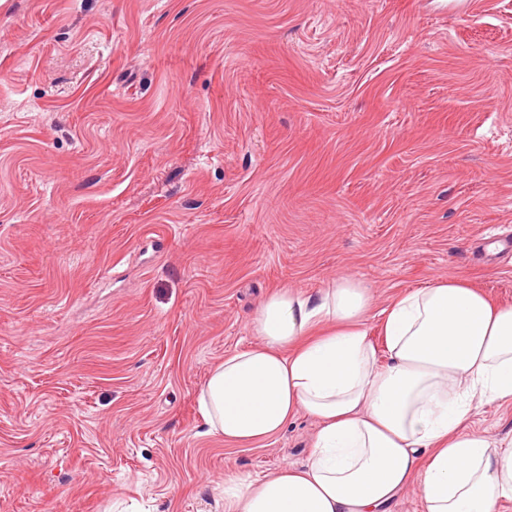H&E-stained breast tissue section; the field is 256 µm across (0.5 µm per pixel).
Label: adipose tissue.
I'll return each instance as SVG.
<instances>
[{"label": "adipose tissue", "mask_w": 512, "mask_h": 512, "mask_svg": "<svg viewBox=\"0 0 512 512\" xmlns=\"http://www.w3.org/2000/svg\"><path fill=\"white\" fill-rule=\"evenodd\" d=\"M351 277L317 295L284 288L256 309L255 345L226 354L198 395L209 434L248 446L299 414L317 420L306 463L224 478V512H388L416 486L424 512H499L512 500V438L471 427L477 405H512V304L455 278L382 310L388 359Z\"/></svg>", "instance_id": "ef3b65f1"}]
</instances>
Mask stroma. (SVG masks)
<instances>
[{"mask_svg":"<svg viewBox=\"0 0 512 512\" xmlns=\"http://www.w3.org/2000/svg\"><path fill=\"white\" fill-rule=\"evenodd\" d=\"M0 0V512H224L306 415L197 395L282 288L512 303V0Z\"/></svg>","mask_w":512,"mask_h":512,"instance_id":"stroma-1","label":"stroma"}]
</instances>
